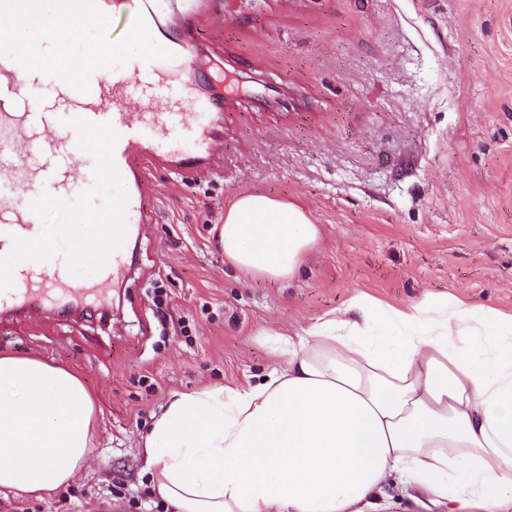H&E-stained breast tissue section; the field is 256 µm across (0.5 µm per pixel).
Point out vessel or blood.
<instances>
[{
	"label": "vessel or blood",
	"mask_w": 512,
	"mask_h": 512,
	"mask_svg": "<svg viewBox=\"0 0 512 512\" xmlns=\"http://www.w3.org/2000/svg\"><path fill=\"white\" fill-rule=\"evenodd\" d=\"M122 13L125 37L142 43L122 55L121 72L104 78L85 63L78 78L48 74V53L65 57L73 28L108 43L104 13ZM0 21L29 25L26 45L0 35V316L58 307L105 295L120 281L127 246L147 221L148 183L142 160L183 173L207 170L224 150V112L236 102L190 99L196 75L171 45L196 43L197 28L160 0H0ZM138 113H131V106ZM125 184L119 201L103 199L104 183ZM62 205L67 223L86 235L55 248L41 233L46 206ZM93 264L94 275L78 270Z\"/></svg>",
	"instance_id": "1"
}]
</instances>
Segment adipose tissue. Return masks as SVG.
Segmentation results:
<instances>
[{
    "instance_id": "ef3b65f1",
    "label": "adipose tissue",
    "mask_w": 512,
    "mask_h": 512,
    "mask_svg": "<svg viewBox=\"0 0 512 512\" xmlns=\"http://www.w3.org/2000/svg\"><path fill=\"white\" fill-rule=\"evenodd\" d=\"M318 237L297 205L248 193L221 243L231 265L284 281ZM274 342L287 361L263 382L178 393L155 417L143 450L173 512H372L396 478L447 512L512 506V313L357 295ZM94 430L76 374L0 353V486L51 496Z\"/></svg>"
}]
</instances>
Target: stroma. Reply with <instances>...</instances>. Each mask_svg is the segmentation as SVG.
<instances>
[{"label": "stroma", "mask_w": 512, "mask_h": 512, "mask_svg": "<svg viewBox=\"0 0 512 512\" xmlns=\"http://www.w3.org/2000/svg\"><path fill=\"white\" fill-rule=\"evenodd\" d=\"M198 93L240 87L224 156L150 169L153 219L108 316L0 322V351L71 368L98 406L85 466L0 512H167L140 441L172 395L280 362L288 334L357 294L401 308L450 294L512 312V0H201ZM295 203L321 236L295 278L230 266L241 194Z\"/></svg>", "instance_id": "obj_1"}]
</instances>
